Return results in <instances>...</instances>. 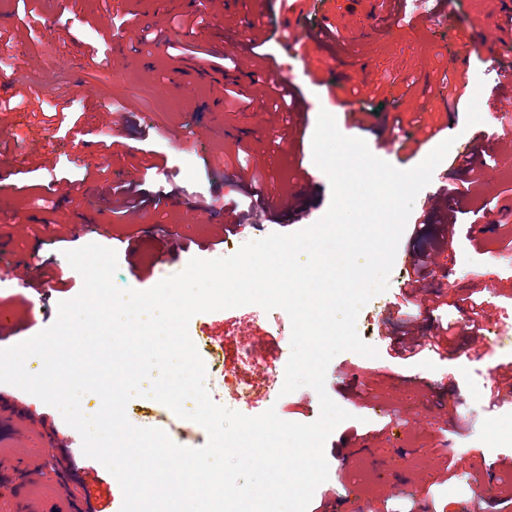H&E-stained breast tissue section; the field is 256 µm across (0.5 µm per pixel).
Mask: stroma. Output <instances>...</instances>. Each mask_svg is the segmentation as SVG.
I'll use <instances>...</instances> for the list:
<instances>
[{
    "instance_id": "1",
    "label": "stroma",
    "mask_w": 512,
    "mask_h": 512,
    "mask_svg": "<svg viewBox=\"0 0 512 512\" xmlns=\"http://www.w3.org/2000/svg\"><path fill=\"white\" fill-rule=\"evenodd\" d=\"M438 7L443 22L411 27L387 19L370 44L355 39L354 29L370 13L385 14L380 0H298L292 11L280 0H238L240 23L208 16L205 47L223 44L238 57L249 53L253 23L263 22L267 41L259 52L293 79L307 104L299 119L258 102L245 110L226 96L228 83H246L247 69L227 71L200 58L187 36L195 17L156 14L155 0H0V55L22 57L19 68L0 73V159L13 163L0 183V348L49 327L59 302L81 292L83 279L66 251L90 243L112 248L116 285L146 290L191 258L211 259L225 248L316 223L332 197L312 156L319 111L333 114L344 135L364 139L372 154L399 169L433 150V143L418 144L422 128L439 127V140L454 136L462 145L478 139L490 155L480 184L469 185L468 175L442 161L414 201L388 289L359 313L358 332L377 357L347 351L327 368L326 391L351 418L326 441L329 477L308 512H408L413 505L427 512H512V403L492 409L487 399L493 368L512 363V330L496 343L480 342L512 305V136L503 135L492 106L512 97V87L496 79L498 67L512 66V41L491 60L472 52L458 83L461 99L445 104L439 82L450 74L461 33L476 12L491 22L500 12L498 0H438ZM107 12L123 20L132 41L108 75L91 61L103 45L99 19ZM147 23L156 38L143 43L137 28ZM325 25L333 41L315 42L313 33ZM289 26L306 34L305 52L286 47L282 31ZM186 61L193 70L180 88ZM366 63L375 76L362 85L355 74ZM40 86L54 90L53 101L29 96V88ZM354 87L360 110L350 116L345 103ZM129 98L131 112L123 109ZM261 118L267 125L250 147L230 136V129ZM109 119L118 121V133L106 127ZM243 164L260 172L257 188L264 194L286 193L294 203L284 211L254 207L228 235L226 203L252 189L238 177ZM302 169L311 171L310 183L298 179ZM125 184L145 206L112 213V189ZM452 187L468 192L489 231L432 252L435 278L407 295L401 285L412 269L404 254L441 237L440 215L430 204ZM468 296L476 311L460 309ZM438 322L455 333L447 352L393 357L390 339L409 331L433 335ZM188 332L213 368L216 404L248 416L272 407L290 422L318 418L313 388L282 394L291 333L264 319L259 306L197 314ZM0 390L32 421L54 424L65 445L81 446L58 409L10 384ZM126 414L134 426L163 429L185 447L208 441L202 426L172 420L152 399H131ZM75 460L92 477L93 506L121 512L118 480L95 459L79 454Z\"/></svg>"
}]
</instances>
